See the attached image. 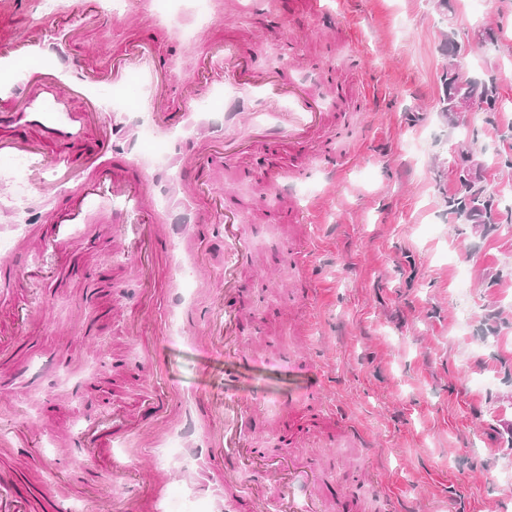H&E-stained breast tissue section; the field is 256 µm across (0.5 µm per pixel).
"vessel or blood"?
Masks as SVG:
<instances>
[{
    "mask_svg": "<svg viewBox=\"0 0 512 512\" xmlns=\"http://www.w3.org/2000/svg\"><path fill=\"white\" fill-rule=\"evenodd\" d=\"M0 15L16 19L24 30L0 49V72L23 73L0 94V158L25 159L24 180L32 185L41 184L45 171L56 172L54 187L61 202L45 217L54 240L65 238L72 225L87 223L93 210H111L115 233L126 250L147 255L159 249L167 258L163 293L170 335L228 359L246 356L240 329L246 311L237 298L250 285L243 274L250 242L238 211L210 189L233 156L271 142L294 149L323 134L334 117L320 108L313 87L276 72L253 71L251 48L239 35H225L216 43L215 74L204 86L207 96L224 99L218 120L205 112L169 107V75L155 59L152 43L132 42L109 69L95 71L73 39L46 35L32 10L20 8L17 0H0ZM139 124L168 142L164 164H156L142 148L135 130ZM119 198L133 202V209H113V200ZM216 232L226 253V306L204 310L182 288L181 277L204 268L202 238ZM123 307L130 335H143L152 319L150 309L135 294L124 296ZM333 404L322 374L304 398L283 394L280 405L289 435H324L337 423L357 443H366L358 426L337 422ZM172 437L182 442L175 465L142 471L127 464L143 440H151L160 452ZM117 441L124 449L121 461L112 457ZM99 458L110 460L131 491L149 490L145 512H163L164 497L176 485L205 498L209 512H225L224 486L244 465L274 489L278 512H296L300 485L309 490L305 512L327 509L315 465L293 453L266 460L254 446L250 400L231 392L185 394L180 411L161 430H153L146 415L130 412L122 424L96 426L79 439L70 459L75 471L87 475ZM219 459L224 462L220 483L210 471ZM0 512H58V506L52 498L22 491L13 473L2 469Z\"/></svg>",
    "mask_w": 512,
    "mask_h": 512,
    "instance_id": "b4317fda",
    "label": "vessel or blood"
}]
</instances>
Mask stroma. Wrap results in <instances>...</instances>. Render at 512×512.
<instances>
[{
  "instance_id": "stroma-1",
  "label": "stroma",
  "mask_w": 512,
  "mask_h": 512,
  "mask_svg": "<svg viewBox=\"0 0 512 512\" xmlns=\"http://www.w3.org/2000/svg\"><path fill=\"white\" fill-rule=\"evenodd\" d=\"M96 2L78 29L98 63L153 41L173 96L193 105L216 38L235 31L256 45V71L322 76L321 104L337 120L306 145L303 178L268 186L275 151L266 147L226 162L215 185L240 212L251 264L263 272L240 299L254 361L228 365L151 328L140 342L126 334L114 299L134 259L108 212L59 243L44 226L11 236L0 252V303L38 315L0 340V437L21 446L10 465L22 486L55 496L59 512L88 502L128 512L112 470L71 468L75 427L140 406L155 377L220 392L231 371L257 408V448L317 464L330 500L362 502L363 512H389L391 496L415 512H512V0L480 11L470 0H319L290 37L271 34L287 12L259 11L257 0H220L215 16H193L177 32L150 0H127L118 16ZM486 29L494 41L483 40ZM451 36L462 76L495 85V111H444ZM469 155L480 163L477 187L495 198L492 219L459 221L448 210ZM15 165L0 159V218L30 226L51 186L23 185ZM289 202L317 245L311 305L292 287L302 269L282 221ZM313 360L372 448L282 437L277 401L303 395Z\"/></svg>"
}]
</instances>
